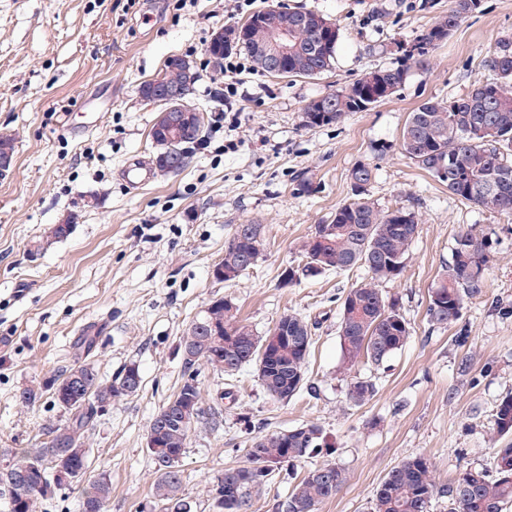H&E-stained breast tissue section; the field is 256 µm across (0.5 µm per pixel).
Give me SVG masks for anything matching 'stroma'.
Returning <instances> with one entry per match:
<instances>
[{
	"instance_id": "stroma-1",
	"label": "stroma",
	"mask_w": 512,
	"mask_h": 512,
	"mask_svg": "<svg viewBox=\"0 0 512 512\" xmlns=\"http://www.w3.org/2000/svg\"><path fill=\"white\" fill-rule=\"evenodd\" d=\"M452 0H253L226 10L221 0H0V134L15 137V165L0 175V452L33 448L45 426L68 412L51 396L32 406L20 391L45 383L75 361L112 379L136 363L142 387L113 401L89 434L86 480L106 476L110 512H158L155 467L146 438L152 418L184 377L181 340L209 303L226 298L258 335L281 315L312 323L305 387L285 402L270 398L252 368L236 378L199 368L205 407L224 411L218 430L198 428L181 461L182 494L196 512H217L212 488L241 465L254 435L301 425L321 429L332 455L324 462L347 481L319 512H369L385 475L408 458L428 460L438 484L470 468L492 466L512 434L495 431L496 407L512 391V217L461 202L397 148L408 117L429 99L453 101L488 75L498 40L512 38V0H481L432 52L427 65L404 54ZM309 10L341 32L329 71L316 77L271 76L245 51L237 127L224 120V73L208 54L213 32L245 24L268 7ZM193 61L200 79L185 100L204 113V141L183 170L152 173L135 187L123 170L155 145L156 105L141 86L169 58ZM405 67L399 90L338 124L301 123L303 108L365 73ZM84 127L83 136L71 135ZM368 163V187L382 209L408 206L420 226L396 279L412 335L383 367L358 364L376 395L353 405L341 369L337 324L342 297L364 269L281 281L301 245L353 197L350 170ZM64 240L42 245L49 225L69 214ZM238 224L263 227L258 265L235 282L216 281L213 265ZM483 234L489 263L483 292L448 326L431 323V287L451 260L456 236ZM95 342L77 348L84 333Z\"/></svg>"
}]
</instances>
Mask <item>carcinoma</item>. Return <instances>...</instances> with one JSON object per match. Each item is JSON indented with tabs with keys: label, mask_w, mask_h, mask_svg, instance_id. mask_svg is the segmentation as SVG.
<instances>
[{
	"label": "carcinoma",
	"mask_w": 512,
	"mask_h": 512,
	"mask_svg": "<svg viewBox=\"0 0 512 512\" xmlns=\"http://www.w3.org/2000/svg\"><path fill=\"white\" fill-rule=\"evenodd\" d=\"M480 7V0H454L448 14L438 18L411 47L409 55L425 62L435 49L470 13ZM276 15L298 44L289 64V76L313 77L332 65L340 29L330 23V31L299 23L295 10H267ZM238 29L225 31L232 45L217 53L208 50L213 63L224 67V56L243 49L258 59L269 42V29L251 17L247 37L237 36ZM491 75L476 81L456 100H427L420 104L403 127L399 142L401 153L417 168L427 172L460 200L484 209L512 216V40L503 39L489 53ZM405 70L378 69L364 74L350 86L331 92L333 112L320 118L302 112L301 121L308 128L339 123L354 112L392 97L403 81ZM186 73L182 59L174 57L165 66L163 84L185 90ZM203 133H194L179 144L173 172L188 163L191 150L202 141ZM374 178V168L360 163L350 171L355 199L339 206L328 224L316 226L314 234L302 245L306 262L294 267L295 276L286 284L315 278L328 272L364 268L368 281L350 289L342 298L337 333L342 367L348 371L360 362L376 367L411 336V325L400 312L398 300L383 294L380 284L400 275L410 246L418 233L415 210L401 206L382 210L366 197ZM263 250V231L259 224H239L224 243L223 282H233L253 269ZM488 263L485 238L465 231L457 235L451 261L438 284L431 289L427 305L429 320L439 325L456 322L467 300L481 294ZM206 325L187 329L181 345L197 354L184 359L185 379L175 402H166L153 417L147 442L157 473L152 495L160 512H193L192 503L180 495V462L192 432L202 421L216 426L219 415L206 414L201 389L196 379L197 366L206 364L228 376L246 367L254 368L264 392L278 401L295 396L303 387L307 357L312 345V325L301 316L282 315L273 330L288 337L285 344L268 342L236 316L234 304L220 298L205 312ZM139 366L130 363L112 381L102 380L90 363L77 362L58 372L47 386H31L19 393L21 402L33 405L43 393L52 391L53 383L69 375L82 377L84 398L52 396L53 402L68 412L63 425L44 428L47 440L38 448H22L6 457L12 475H25L29 486L21 493L9 492V512H36L38 498L54 492L50 464L58 453L69 448H84L97 409L122 397L137 394L140 388L126 385ZM376 394L373 383L358 377L351 379L349 400L362 404ZM167 417L163 426L158 416ZM496 432H512V393L504 396L495 414ZM324 447L320 429L302 425L288 431L259 434L245 449L244 464L224 471L214 485L218 512H251L255 493L269 484L285 466L310 457ZM346 481L343 469L323 463L307 471L293 486L291 494L278 507L282 512H317L318 506L332 498ZM111 488L105 478L82 487L80 512H107ZM448 498V512H505L512 504V445L499 449L491 468L469 469L450 486L436 484L428 461L419 456L393 467L384 477L371 501L370 512H431L432 502Z\"/></svg>",
	"instance_id": "obj_1"
}]
</instances>
